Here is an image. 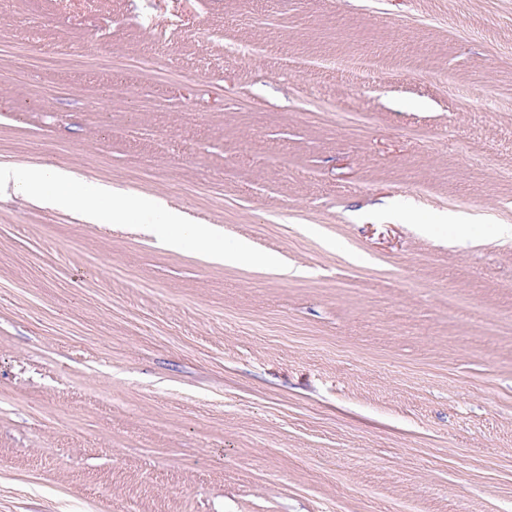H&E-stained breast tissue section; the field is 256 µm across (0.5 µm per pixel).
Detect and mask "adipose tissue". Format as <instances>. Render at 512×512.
I'll return each instance as SVG.
<instances>
[{"label":"adipose tissue","instance_id":"ef3b65f1","mask_svg":"<svg viewBox=\"0 0 512 512\" xmlns=\"http://www.w3.org/2000/svg\"><path fill=\"white\" fill-rule=\"evenodd\" d=\"M0 195L60 210H75L91 224H123L135 216L150 224L153 233L169 248L190 245L216 263L227 266L249 263L281 275L289 272L276 257L256 254L247 240L224 246L221 238L208 228L188 223L180 209L170 206L157 194L133 197L109 183L82 178L64 166L0 164ZM173 226L178 229L174 235L169 232Z\"/></svg>","mask_w":512,"mask_h":512}]
</instances>
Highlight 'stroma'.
Instances as JSON below:
<instances>
[{
	"mask_svg": "<svg viewBox=\"0 0 512 512\" xmlns=\"http://www.w3.org/2000/svg\"><path fill=\"white\" fill-rule=\"evenodd\" d=\"M1 37L57 64L20 86L0 58V164L160 193L308 274L0 199V512H512V0H8ZM143 52L184 80L73 65ZM325 99L376 112L366 138L307 121ZM288 70L301 77L313 70L333 69L349 71L361 82H366L378 74L375 57L361 55L354 58L336 57L331 59H313L302 55H292L288 58Z\"/></svg>",
	"mask_w": 512,
	"mask_h": 512,
	"instance_id": "stroma-1",
	"label": "stroma"
}]
</instances>
